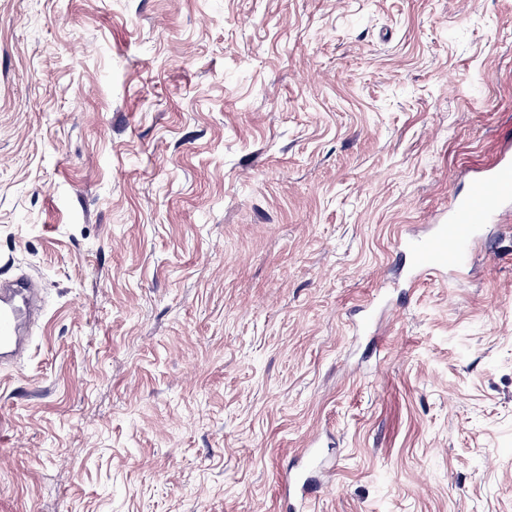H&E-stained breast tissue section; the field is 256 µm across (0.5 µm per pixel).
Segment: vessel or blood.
<instances>
[{
	"instance_id": "vessel-or-blood-1",
	"label": "vessel or blood",
	"mask_w": 512,
	"mask_h": 512,
	"mask_svg": "<svg viewBox=\"0 0 512 512\" xmlns=\"http://www.w3.org/2000/svg\"><path fill=\"white\" fill-rule=\"evenodd\" d=\"M511 201L512 153L505 151L492 167L470 178L466 193L430 234L398 239L409 269L419 279L437 278L467 264L482 226L499 218ZM37 294L34 282L27 279L0 289V357L26 342Z\"/></svg>"
}]
</instances>
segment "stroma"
<instances>
[{
    "label": "stroma",
    "instance_id": "stroma-1",
    "mask_svg": "<svg viewBox=\"0 0 512 512\" xmlns=\"http://www.w3.org/2000/svg\"><path fill=\"white\" fill-rule=\"evenodd\" d=\"M512 0H0V512H512ZM512 200V153H500L490 168L473 175L466 193L448 216L422 238H399L398 248L408 258L415 278H437L470 260L483 224L494 222ZM0 289V357L21 348L27 340L26 324L36 306L38 291L32 280Z\"/></svg>",
    "mask_w": 512,
    "mask_h": 512
}]
</instances>
